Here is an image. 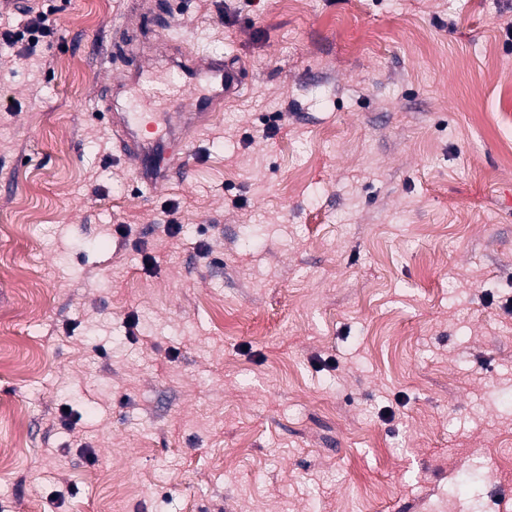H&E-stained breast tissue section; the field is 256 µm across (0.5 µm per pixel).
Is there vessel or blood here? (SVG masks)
I'll return each mask as SVG.
<instances>
[{
	"instance_id": "1",
	"label": "vessel or blood",
	"mask_w": 512,
	"mask_h": 512,
	"mask_svg": "<svg viewBox=\"0 0 512 512\" xmlns=\"http://www.w3.org/2000/svg\"><path fill=\"white\" fill-rule=\"evenodd\" d=\"M175 67L177 79L165 93L173 110L156 136L144 135L147 124L144 113L124 108L109 112L113 138L121 152L133 161L140 183L150 190L173 175L188 172L185 157L192 154V146H185L184 157L172 160L167 155L169 143L179 137V128L199 116L217 111L226 98L235 95L244 85L242 67L231 65L220 55L183 58L176 61ZM144 74L145 67L141 62H131L120 79L114 82L113 96L139 89Z\"/></svg>"
}]
</instances>
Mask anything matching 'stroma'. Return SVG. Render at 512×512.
I'll return each mask as SVG.
<instances>
[{
    "mask_svg": "<svg viewBox=\"0 0 512 512\" xmlns=\"http://www.w3.org/2000/svg\"><path fill=\"white\" fill-rule=\"evenodd\" d=\"M139 2L0 38V512H512V0ZM168 38L245 85L150 191ZM27 17V23L23 31H5L3 38L10 44L21 43V49L29 51L36 47L40 42V38L53 37L57 33V24L55 19H51L52 13L45 12L43 9H35L33 6H26L24 9ZM28 35L27 43L23 44V41ZM145 67L142 62L132 60L129 68L121 74L118 81L110 86L112 90L113 100L119 97L123 93H129L132 90L140 88L142 80L145 74Z\"/></svg>",
    "mask_w": 512,
    "mask_h": 512,
    "instance_id": "1",
    "label": "stroma"
}]
</instances>
